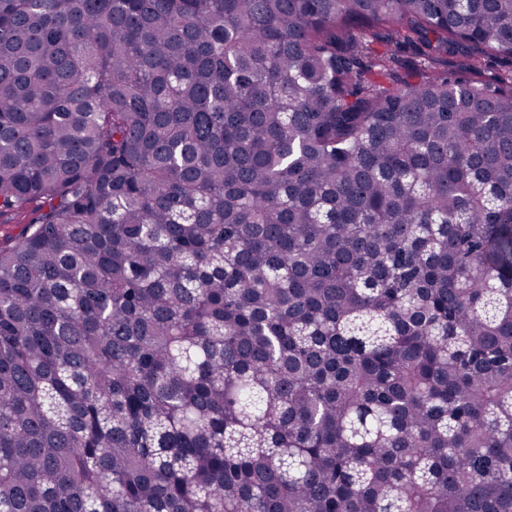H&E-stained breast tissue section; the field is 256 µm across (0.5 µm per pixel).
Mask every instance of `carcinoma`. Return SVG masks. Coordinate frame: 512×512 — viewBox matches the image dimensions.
<instances>
[{"label": "carcinoma", "mask_w": 512, "mask_h": 512, "mask_svg": "<svg viewBox=\"0 0 512 512\" xmlns=\"http://www.w3.org/2000/svg\"><path fill=\"white\" fill-rule=\"evenodd\" d=\"M31 201L0 512H512V0H0ZM469 61L465 58H461L457 63L454 64L453 68L449 67L448 69L455 71L457 76L466 78V79H476V80H489L492 78L500 69L499 66L494 64H488L487 61L483 59L474 60L471 62L470 68L467 66ZM456 64H460L463 69L458 70Z\"/></svg>", "instance_id": "carcinoma-1"}]
</instances>
